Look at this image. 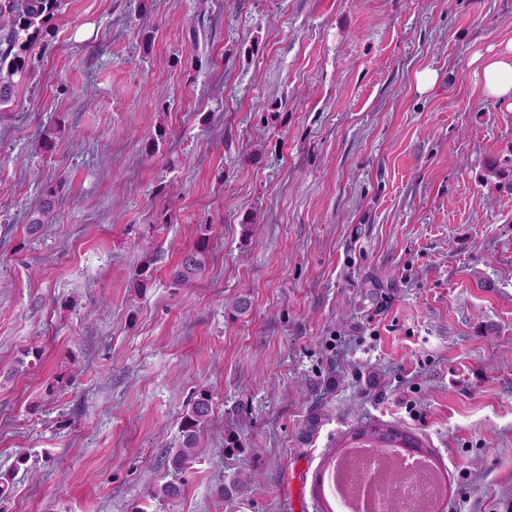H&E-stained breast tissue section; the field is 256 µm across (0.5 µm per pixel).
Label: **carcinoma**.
I'll use <instances>...</instances> for the list:
<instances>
[{
  "label": "carcinoma",
  "mask_w": 512,
  "mask_h": 512,
  "mask_svg": "<svg viewBox=\"0 0 512 512\" xmlns=\"http://www.w3.org/2000/svg\"><path fill=\"white\" fill-rule=\"evenodd\" d=\"M58 8V0H0V104L10 101L14 87V77L26 73L29 68L28 50L43 38L50 29V23ZM60 186L44 188L41 201L31 216L28 230L38 231L50 215L54 199ZM209 239L200 235L192 250L187 253L172 272V280L184 285L195 279L205 268ZM211 397L207 392L199 393L181 422L179 448L167 453L168 466L181 471L195 455L199 436L211 414ZM322 424L320 408H315L306 420L300 440L307 442L318 432ZM348 448H406L412 452H429L412 432L401 427L384 424H365L353 432L346 440ZM254 475L248 472L220 489L223 497H233L246 492L253 483Z\"/></svg>",
  "instance_id": "obj_1"
}]
</instances>
